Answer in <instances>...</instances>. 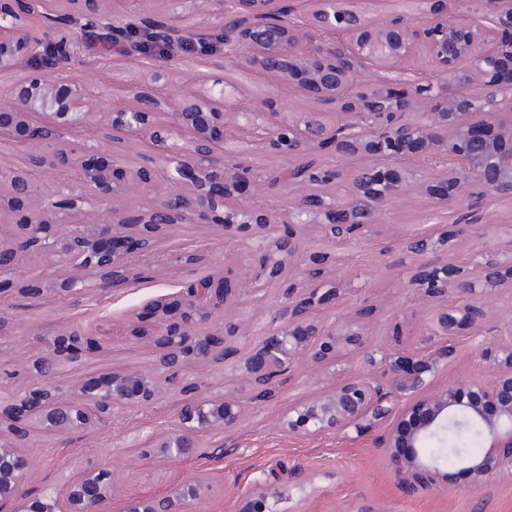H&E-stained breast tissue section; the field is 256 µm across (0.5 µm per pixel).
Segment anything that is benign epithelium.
Instances as JSON below:
<instances>
[{
  "label": "benign epithelium",
  "instance_id": "obj_1",
  "mask_svg": "<svg viewBox=\"0 0 512 512\" xmlns=\"http://www.w3.org/2000/svg\"><path fill=\"white\" fill-rule=\"evenodd\" d=\"M50 0H23L19 12L0 10V75L23 61H35L46 46L29 20ZM102 0H72L74 9L93 14L96 24L135 41L140 29L118 25L122 12L100 10ZM306 8L280 7L275 0H223L216 36L224 56L262 75L294 95L312 97L325 109L292 112L273 92L250 109L239 90L215 81L202 83L172 107L158 89L178 75L171 55L136 47L147 63L142 80L124 86V102L98 113L111 131L140 136L162 147L150 168H132L122 156H102L60 140L48 151L28 154L44 184L29 166L0 163V211H18L7 240L0 228V307L20 261L46 256L58 263L56 277L28 292L57 297L95 292L127 278L131 256L154 262V235L193 216L222 212L219 222L254 225L251 251L259 264L246 267L252 304L265 306L269 292L292 276L286 302L252 351L242 354L225 330L228 290L198 278L185 291L150 302L156 327L154 368L114 371L78 392L58 381L61 367L77 361L95 344V336L64 329V346L28 366L29 378L0 388V505L10 512H102L112 499L116 477L93 469L43 491L36 507L25 491L30 463L20 443L30 428L46 441L112 421L119 411L152 406L170 392L174 419L149 432L140 451L146 458L177 461L199 452L200 436L222 433L251 409L235 388L216 394L203 382L180 383L187 371L221 366L245 377L256 397L274 394L276 378L287 379L302 362L323 369L347 360L358 370H342L310 396L288 403L278 418L290 433L316 437L331 432L363 431L383 425L378 449L400 481L410 488H436L441 463L425 443L443 440L467 421L481 429L487 449L461 457L481 487L512 475V319L481 345L482 372L468 382L440 381L455 359L445 339L462 326L476 336L494 331L489 301L512 280V226L507 244L479 251L454 277L448 265L423 258L448 251V235L418 234L405 241L420 263L410 277L418 297L443 301L432 312L434 331L408 353L364 343L358 320L320 316L328 299L341 296L342 259L334 268L304 256L297 231H310L333 252L350 246L354 232L377 234L386 206L410 194L424 196L437 209L455 202L475 217L476 200L512 199V0H483L482 16L469 23L448 18L444 0H425L419 13L395 12L380 20L369 15L371 0H305ZM476 84L480 92L462 91ZM100 90L81 73L55 68L33 70L0 85V152L33 147L42 133L85 124ZM327 147L333 162L306 157ZM274 149L301 163L288 178L300 192L288 214L267 200L258 181L240 172L236 157ZM420 153V165L392 178L377 166L344 170L366 156ZM253 183L252 206H229L239 187ZM138 190L156 202L131 223L106 205ZM461 301L448 304V295ZM215 489L208 476L173 485L161 495L135 497L122 512H191L192 505Z\"/></svg>",
  "mask_w": 512,
  "mask_h": 512
}]
</instances>
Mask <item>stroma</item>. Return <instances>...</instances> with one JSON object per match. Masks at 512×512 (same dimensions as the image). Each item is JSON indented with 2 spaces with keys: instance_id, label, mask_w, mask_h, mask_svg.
I'll return each instance as SVG.
<instances>
[{
  "instance_id": "obj_1",
  "label": "stroma",
  "mask_w": 512,
  "mask_h": 512,
  "mask_svg": "<svg viewBox=\"0 0 512 512\" xmlns=\"http://www.w3.org/2000/svg\"><path fill=\"white\" fill-rule=\"evenodd\" d=\"M124 12L160 20L190 14L199 31H206L221 10L216 0L207 11L194 12L188 0H129ZM80 50L87 61L88 76L106 93L98 98L95 115L73 130L77 142L111 149L134 167L147 163L144 141L126 136L113 142L97 119L100 112L120 99V84L142 77V66L108 41L85 36ZM222 79L236 85L244 102L252 104L272 90L270 78L238 68L234 63L210 58L196 61L186 77L177 79L170 101L179 104L195 80ZM482 228L459 240L448 255L449 267L464 265L474 252L492 246V227L512 225V202L486 198L481 211ZM461 213L452 206L433 211L428 199L413 195L390 206L381 216L379 233L358 240L349 250L350 264L342 277L347 289L339 300L322 307L323 316L334 319L359 314L369 323L366 342L372 346L408 345L430 330V305L422 303L408 280L413 260L401 240L413 230L425 233L455 231ZM256 234L255 227H224L208 217L197 223L175 227L155 238L159 260L152 269L129 277L104 292L73 295L60 301L21 296V288L54 271L48 257H30L21 265L10 307L0 310V363L22 369L56 343L62 326H94L97 345L81 360L65 365L59 376L65 388L96 381L112 371L152 368L153 318L149 302L182 290L203 274L224 279L231 288L242 287V258ZM188 253V260L174 263L171 255ZM282 300L281 292L267 300L265 309H255L245 297L226 311L228 319L240 322V348L252 347L260 338L269 309ZM323 382L320 370L301 365L278 388L274 399L253 404L250 415L232 431L206 434L202 450L180 462L151 461L141 457L137 437L167 422L174 412L172 397H164L149 408L119 414L115 423L64 437L53 448L28 441L22 452L30 461L26 489L38 495L83 471L107 468L118 471L122 481L108 506L120 512L132 496L164 492L179 480L197 474L209 475L216 488L199 501L192 512H240L247 493L268 492L267 502L255 503V512L272 507L273 512H512V478H501L476 490L464 464L444 466L446 478L440 489L409 491L392 474L377 450L381 428L356 433H330L303 437L280 431L277 421L289 401L314 392ZM224 453H217V446Z\"/></svg>"
}]
</instances>
